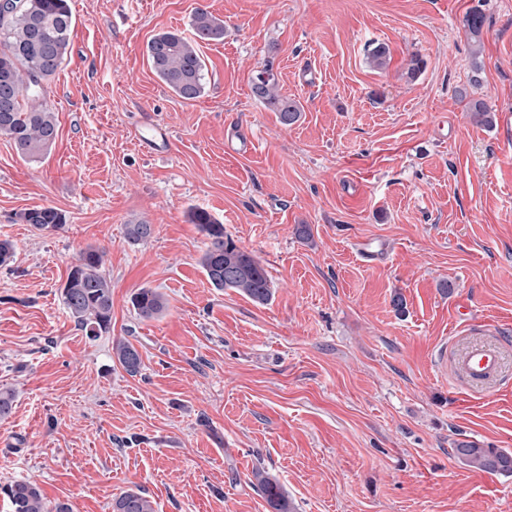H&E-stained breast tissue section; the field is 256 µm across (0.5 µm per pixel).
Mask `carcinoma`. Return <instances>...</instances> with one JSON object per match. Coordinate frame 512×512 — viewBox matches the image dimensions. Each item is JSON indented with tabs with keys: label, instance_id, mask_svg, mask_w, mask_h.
<instances>
[{
	"label": "carcinoma",
	"instance_id": "1",
	"mask_svg": "<svg viewBox=\"0 0 512 512\" xmlns=\"http://www.w3.org/2000/svg\"><path fill=\"white\" fill-rule=\"evenodd\" d=\"M193 38L177 31L154 35L146 47L153 73L176 95L195 100L204 94L205 61L200 43L224 41V20L208 6L195 8L190 22ZM73 28L69 0H14L7 11H0V134L7 136L25 159L37 160L55 143L58 124L52 108L43 100L44 82L65 63ZM390 60L389 47L379 43L369 53V62L383 69ZM251 90L262 105L278 114L284 125L295 123L301 113L299 103L278 91V76L270 67L251 77ZM469 112L478 124L490 125L494 116L482 100L469 101ZM24 224L42 231H56L66 224L65 215L46 205L19 214ZM189 223L198 226L209 239L200 264L215 288H232L264 305L272 297V286L261 263L224 236V225L207 210L192 208ZM153 225L139 221L126 225V238L132 245L149 239ZM103 252L89 247L71 267L61 288L62 302L76 325L91 339L107 331L112 322V283L102 273ZM132 304L143 319L160 315L166 308L162 294L150 288L137 292ZM112 350L130 375L141 367L138 350L127 340H118ZM453 452L465 465L479 471L512 474V452L481 448L462 441ZM266 501L274 512H292L281 486L261 471L253 473ZM11 512H72L68 503H50L39 487L17 480L5 489ZM112 512H156L147 493L130 489L112 500Z\"/></svg>",
	"mask_w": 512,
	"mask_h": 512
}]
</instances>
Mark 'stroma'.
<instances>
[{
    "label": "stroma",
    "instance_id": "35a3bbf8",
    "mask_svg": "<svg viewBox=\"0 0 512 512\" xmlns=\"http://www.w3.org/2000/svg\"><path fill=\"white\" fill-rule=\"evenodd\" d=\"M201 1L224 39L201 44L206 91L185 101L146 45L192 37ZM70 4V54L44 84L55 143L28 161L0 135V239L15 245L0 267V389L15 395L0 489L27 480L73 512H111L136 487L156 512H273L260 469L294 512H512V476L453 453L512 451V378L477 392L449 369L488 342L512 375V0ZM376 42L391 53L382 70ZM268 64L300 104L292 125L251 93ZM463 88L492 126L473 122ZM144 111L169 125L167 156L139 150ZM234 123L253 151L227 152ZM43 205L62 229L20 221ZM195 207L260 261L268 304L209 283ZM138 220L155 232L133 245ZM89 247L112 280L111 328L94 340L59 294ZM143 288L164 295L163 315L136 314ZM121 338L137 375L113 354ZM118 362L130 375H135L141 367V357L138 350L127 340H116L112 346Z\"/></svg>",
    "mask_w": 512,
    "mask_h": 512
}]
</instances>
